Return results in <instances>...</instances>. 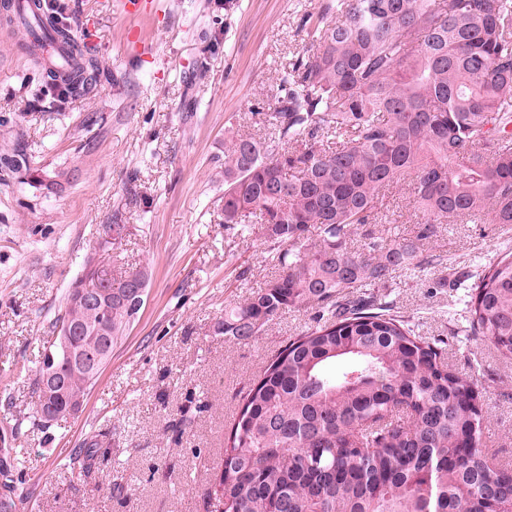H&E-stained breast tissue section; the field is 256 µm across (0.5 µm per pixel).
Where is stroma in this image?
<instances>
[{"label":"stroma","instance_id":"obj_1","mask_svg":"<svg viewBox=\"0 0 512 512\" xmlns=\"http://www.w3.org/2000/svg\"><path fill=\"white\" fill-rule=\"evenodd\" d=\"M323 3L167 0L139 23L154 46L140 61L123 49L127 23L106 0H56L55 16L72 35L91 32L112 74L59 109L32 105L42 71L20 49L17 27L0 21V142L21 140L31 168L55 180L48 189L28 171L0 173V430L21 427L16 512H221L224 437L242 397L315 315L308 305L286 310L246 344L217 333L225 307L277 273L259 234L224 226V148L238 135H271L265 116L289 60L306 48L302 20ZM382 212L378 231L391 239L422 219L404 185L387 192ZM105 224L124 230L104 270L146 271L148 298L81 413L47 438L30 422L35 370ZM507 247L512 225H440L430 248L442 264L396 272L384 293L419 336L447 339L449 363L487 404L490 453L512 465V360L450 335L463 306L453 273H475ZM191 397L207 409L180 414ZM90 441L107 448V461L74 460Z\"/></svg>","mask_w":512,"mask_h":512}]
</instances>
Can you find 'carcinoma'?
<instances>
[{
  "mask_svg": "<svg viewBox=\"0 0 512 512\" xmlns=\"http://www.w3.org/2000/svg\"><path fill=\"white\" fill-rule=\"evenodd\" d=\"M20 47L49 46L45 84L84 96L110 77L40 0L15 8ZM309 48L289 63L269 113L274 136L224 149V223L261 237L279 273L216 330L248 343L285 310L317 306L316 325L288 341L242 399L219 477L224 512H488L512 496V467L493 462L488 407L447 361L448 342L365 290L434 261L423 242L458 219L512 224V0H326L303 20ZM0 168L30 170L22 144ZM406 183L423 213L414 235L351 236ZM142 271L112 276L103 313L77 302L97 287L92 261L65 293L60 323L83 346L117 345L135 322L116 301ZM464 332L512 359V252L468 284ZM64 411L98 379L67 369ZM0 445V483L20 472L18 429Z\"/></svg>",
  "mask_w": 512,
  "mask_h": 512,
  "instance_id": "cac0c4a2",
  "label": "carcinoma"
}]
</instances>
